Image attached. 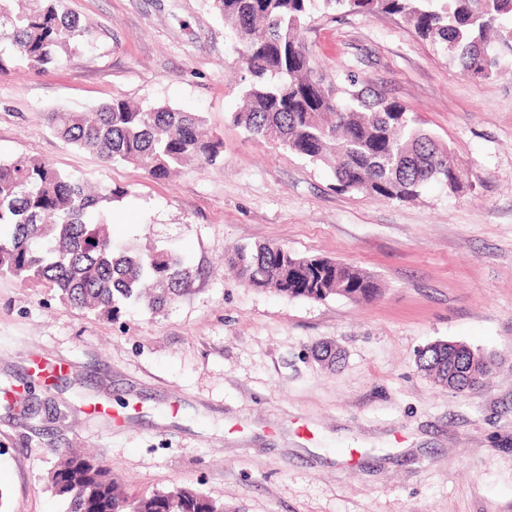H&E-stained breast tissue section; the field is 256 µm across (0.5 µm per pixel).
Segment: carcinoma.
Segmentation results:
<instances>
[{
	"label": "carcinoma",
	"instance_id": "obj_1",
	"mask_svg": "<svg viewBox=\"0 0 512 512\" xmlns=\"http://www.w3.org/2000/svg\"><path fill=\"white\" fill-rule=\"evenodd\" d=\"M241 45L243 105L234 125L250 139L271 140L313 162L331 159L337 188L407 202L438 181L457 194L469 174L448 148L418 126L407 108L382 95H344L312 64L301 31L318 0H210ZM328 7L396 15L422 38L443 47L462 70L490 79L503 71L491 47L512 50V0H323ZM90 30L62 0H0V43L36 70L61 67ZM65 141L107 165L132 164L154 180L177 169L221 159L223 139L205 132V117L168 105L113 98L92 111L45 113ZM127 195L121 187L94 190L37 156L0 159V276L46 283L69 304L107 319L135 302L157 313L187 291L190 267L173 247L140 250L112 240L104 212ZM230 267L250 287L288 298L322 301L340 295L369 300L376 281L357 268L279 245L237 247ZM435 382L457 393L484 383L493 359L462 344L437 343L418 354ZM49 480L67 512H226L200 491L172 487L129 499L99 459L71 453Z\"/></svg>",
	"mask_w": 512,
	"mask_h": 512
}]
</instances>
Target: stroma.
<instances>
[{"instance_id":"1","label":"stroma","mask_w":512,"mask_h":512,"mask_svg":"<svg viewBox=\"0 0 512 512\" xmlns=\"http://www.w3.org/2000/svg\"><path fill=\"white\" fill-rule=\"evenodd\" d=\"M90 22L58 69L0 74V159L38 156L127 194L112 238L174 242L191 292L159 314L107 320L51 289L0 277V512H65L60 451L104 461L131 498L173 486L227 512H512V71L464 74L397 16L322 6L301 38L318 73L384 94L472 174L399 203L341 192L332 169L246 137L239 45L207 0H63ZM113 97L203 113L224 141L213 165L153 181L56 136L45 113ZM276 244L372 275L377 297L291 299L245 286L224 254ZM494 356L463 394L421 371L423 347ZM331 343L338 366L314 349ZM61 367L30 386L34 364Z\"/></svg>"}]
</instances>
